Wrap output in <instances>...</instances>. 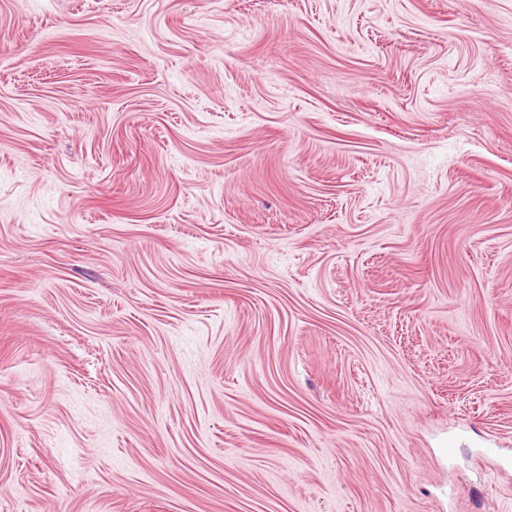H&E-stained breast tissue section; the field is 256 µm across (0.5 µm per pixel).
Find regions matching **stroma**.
Listing matches in <instances>:
<instances>
[{"label": "stroma", "mask_w": 512, "mask_h": 512, "mask_svg": "<svg viewBox=\"0 0 512 512\" xmlns=\"http://www.w3.org/2000/svg\"><path fill=\"white\" fill-rule=\"evenodd\" d=\"M512 0H0V512H512Z\"/></svg>", "instance_id": "1"}]
</instances>
